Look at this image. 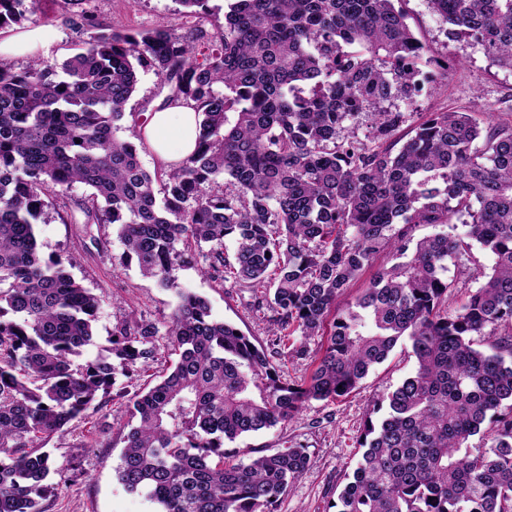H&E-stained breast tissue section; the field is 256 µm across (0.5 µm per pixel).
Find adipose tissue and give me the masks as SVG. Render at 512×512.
Listing matches in <instances>:
<instances>
[{
    "label": "adipose tissue",
    "instance_id": "obj_1",
    "mask_svg": "<svg viewBox=\"0 0 512 512\" xmlns=\"http://www.w3.org/2000/svg\"><path fill=\"white\" fill-rule=\"evenodd\" d=\"M199 122L191 106L176 102L152 112L140 135L159 162L170 166L194 151Z\"/></svg>",
    "mask_w": 512,
    "mask_h": 512
}]
</instances>
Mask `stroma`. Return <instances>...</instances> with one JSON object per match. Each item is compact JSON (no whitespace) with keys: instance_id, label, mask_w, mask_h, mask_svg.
<instances>
[{"instance_id":"1","label":"stroma","mask_w":512,"mask_h":512,"mask_svg":"<svg viewBox=\"0 0 512 512\" xmlns=\"http://www.w3.org/2000/svg\"><path fill=\"white\" fill-rule=\"evenodd\" d=\"M225 8L226 0H209L205 12L189 15L178 0H38L29 25L50 31L40 59L56 69L79 52L86 19L121 30L166 25L188 34L200 29L211 37L222 29ZM403 8L410 27L427 43L431 55L458 61L448 75L447 89L436 92L424 88L415 98L414 111L435 112L445 106L463 109L483 126L512 119L507 111L512 104V71L500 68L480 47L447 41L426 0H405ZM137 77L136 91L126 105L128 115L117 132L122 140H134L145 112L167 93L151 68H138ZM90 193L89 187L77 183L66 196L49 197V206L35 226L42 255L61 257L67 272L100 300L93 341L82 350L85 361L105 354L107 339L118 323L146 321L163 331L177 304L174 290L143 277L136 266L121 263L124 246L116 225L73 221L79 204ZM472 254V270L454 264L448 267L449 278L458 284L448 301L449 309L465 303L469 293L481 284L478 270L489 269L492 264L491 256L481 248H473ZM176 275L180 286L208 300L214 318L233 323L254 342H268L270 326L254 308L252 289L231 279L201 275L193 267L178 269ZM414 364L410 345L397 346L347 397L333 403L310 401L292 420L238 437L225 448L246 460L270 448L303 446L308 466L289 487L276 512H335L337 495L361 454L358 440L376 397L393 390ZM128 406V398L108 397L101 411L89 414L49 441L59 472L52 477L56 493L48 502L47 512H157L156 504L127 491L116 477L124 448L116 424L126 421Z\"/></svg>"}]
</instances>
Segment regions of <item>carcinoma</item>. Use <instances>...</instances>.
<instances>
[{
    "label": "carcinoma",
    "mask_w": 512,
    "mask_h": 512,
    "mask_svg": "<svg viewBox=\"0 0 512 512\" xmlns=\"http://www.w3.org/2000/svg\"><path fill=\"white\" fill-rule=\"evenodd\" d=\"M28 1L0 0V29L29 20ZM402 2L230 0L217 46L201 30L97 26L62 77L38 60L0 65V512H46L57 472L46 444L156 354L155 324L122 322L109 355L74 364L99 299L61 259L41 256L34 224L48 194L75 183L92 189L84 223L117 225L121 262L178 297L171 371L119 393L132 403L117 467L128 491L160 512H275L307 467L305 449L245 462L225 442L349 395L407 340L415 368L376 400L381 417L364 425L336 512H512V121L482 127L468 112L388 108L413 104L421 81L448 82ZM427 2L448 41L479 45L512 71V0ZM142 64L167 82L165 101L201 115L195 152L160 175L116 137ZM362 113L374 127L360 140L347 123ZM221 177L232 190L218 189ZM455 218L464 233L412 236ZM476 243L490 271L450 312L448 260L467 268ZM205 245V273L260 289L267 344L180 287L176 267ZM384 252L394 263L336 312ZM502 324L509 332L490 351L474 347ZM324 335L310 376L285 380L286 360ZM485 424L489 443L471 447Z\"/></svg>",
    "instance_id": "carcinoma-1"
}]
</instances>
